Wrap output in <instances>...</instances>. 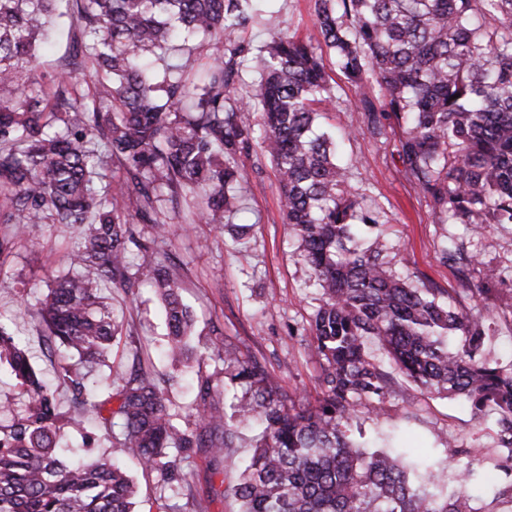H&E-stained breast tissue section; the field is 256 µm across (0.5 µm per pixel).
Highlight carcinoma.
I'll return each mask as SVG.
<instances>
[{"instance_id":"1","label":"carcinoma","mask_w":512,"mask_h":512,"mask_svg":"<svg viewBox=\"0 0 512 512\" xmlns=\"http://www.w3.org/2000/svg\"><path fill=\"white\" fill-rule=\"evenodd\" d=\"M57 0H0V257L40 224H65L76 240L68 266L35 304L44 347L72 393L63 409L38 376L28 350L0 321V366L24 402L0 426V512H133L137 487L120 465L174 476L172 449L209 448L236 465L230 448L243 424L263 431L229 487L238 512H496L512 503V365L483 358L490 316L437 288L399 275L379 240L382 223L338 163L336 138L317 130L331 101L323 52L358 91L355 104L374 138L400 129L401 173L439 224L487 232L512 224V0H316L319 45L271 34L251 54L239 34L252 27V0H76L83 38L76 51L93 79L82 92L71 72L47 93L36 75V36L52 23ZM209 37L215 50L201 92L161 74L145 59L169 41ZM259 81L241 86L243 63ZM260 113L253 124L245 113ZM258 151L275 165L287 223L300 242L321 298L311 330L324 363L314 401L286 398L277 376L256 360L226 352L243 388L231 415L200 386L193 425L179 426L150 357L112 367V392H93L97 368L122 335L112 305L99 294L111 283L127 291L154 284L165 301L167 355L189 358L193 318L179 294V272L156 258L138 266L127 199L165 240L159 203L165 192L202 200L185 221L222 224L237 214V236L250 229L236 196L246 180L238 159ZM110 155L126 174L99 187ZM441 261L460 272L478 265L464 244L445 236ZM485 301L503 271L481 269ZM381 346L398 372L428 394L462 397L474 416L494 411L510 480L494 482L447 443L438 468L411 448H369L348 435L362 404L385 395L388 374L372 355ZM94 416L109 441L106 456L64 447L65 430L90 448ZM489 486L492 507L473 495Z\"/></svg>"}]
</instances>
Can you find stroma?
Masks as SVG:
<instances>
[{
	"label": "stroma",
	"instance_id": "obj_1",
	"mask_svg": "<svg viewBox=\"0 0 512 512\" xmlns=\"http://www.w3.org/2000/svg\"><path fill=\"white\" fill-rule=\"evenodd\" d=\"M260 16L245 39L260 46L274 32L304 39L316 38L314 0H257ZM78 29L61 26L52 34V44L37 65V74L50 80L64 65L73 64L72 50L79 40ZM329 86L335 97L331 111L320 117L324 126L352 131L343 159L353 165L351 184L364 193L366 204L380 207L385 224L381 240L389 249L393 269L425 284L456 296L460 282L456 270L440 260L442 234L451 231L463 241L479 262L500 268L512 267V225L492 233L476 235L462 224L444 228L437 224L430 207L410 181L400 172L398 134L371 138L359 112L355 110L357 90L337 70L332 54H325ZM241 164L248 179L238 190L243 207L253 225L244 240H236L230 224L194 223L184 230V218L197 201L187 196L163 202L170 226L165 243H152L149 225L134 222L138 243L166 258L182 275L183 302L196 316L190 339L203 354L191 373L180 375L178 367L166 361L160 348L166 339L165 313L152 288L140 285L134 296L124 289L106 285L115 311L125 316L124 336L111 357L131 364L133 354L142 349L153 354L154 371L162 378L177 376L166 386L167 405L180 417L192 414L201 381L223 390L229 371L222 358L209 350L214 332H221L224 347L241 357L255 358L280 379L291 397L314 398L319 392L322 360L311 331V319L320 294L310 284V271L300 259L299 242L285 222L277 173L265 156H244ZM72 243L65 225L43 224L28 239L15 243L11 254L0 263V314L18 315V328L28 342L30 353L46 380H53V359L42 346L44 328L30 308L47 290L56 272L68 263ZM491 334L485 355L490 362L512 364V280L506 281L499 297L487 300ZM375 359L391 379L375 412L359 408L354 424L392 436L394 445L422 449L438 462L444 459L443 442L454 439L466 448L468 457L489 473H498L503 460L498 450L496 428L491 420L474 421L468 405L448 395H428L405 380L382 350ZM411 414L403 422V414ZM235 472L223 471L213 462L209 449L193 448L182 459L179 475L164 482L158 473L137 478V512H158L160 503L183 505V486L202 499L207 512H236L237 504L227 494Z\"/></svg>",
	"mask_w": 512,
	"mask_h": 512
}]
</instances>
